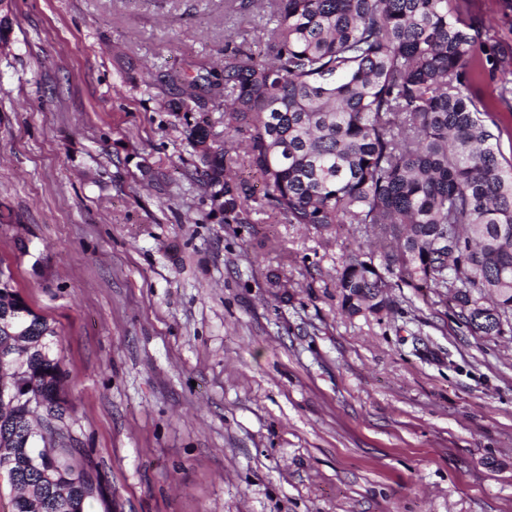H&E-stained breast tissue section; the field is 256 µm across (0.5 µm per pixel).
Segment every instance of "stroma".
Here are the masks:
<instances>
[{"mask_svg": "<svg viewBox=\"0 0 512 512\" xmlns=\"http://www.w3.org/2000/svg\"><path fill=\"white\" fill-rule=\"evenodd\" d=\"M469 77L512 158V0ZM224 0H13L0 48V262L55 326L88 512H512V336L433 296L343 314L349 227L210 221L166 73L219 68ZM152 72V86L142 85ZM281 287H270L271 279Z\"/></svg>", "mask_w": 512, "mask_h": 512, "instance_id": "obj_1", "label": "stroma"}]
</instances>
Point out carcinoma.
<instances>
[{"label": "carcinoma", "instance_id": "carcinoma-1", "mask_svg": "<svg viewBox=\"0 0 512 512\" xmlns=\"http://www.w3.org/2000/svg\"><path fill=\"white\" fill-rule=\"evenodd\" d=\"M453 0H267L274 27L224 50L218 73L178 75L167 103L184 135L218 224L255 215L373 234L380 264L361 249L337 270L343 312L378 314L387 288L441 297L469 335L512 332V162L500 160L471 87V51L485 24ZM224 96L217 141L202 90ZM263 194L233 177L236 140ZM396 280H391V277ZM56 332L0 266V473L12 512H86L103 494L63 433L67 408Z\"/></svg>", "mask_w": 512, "mask_h": 512}]
</instances>
